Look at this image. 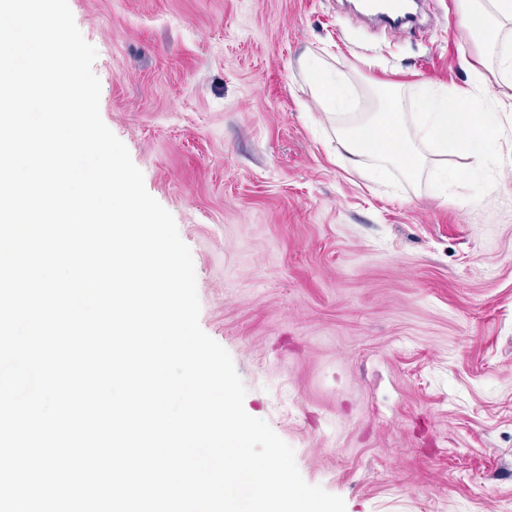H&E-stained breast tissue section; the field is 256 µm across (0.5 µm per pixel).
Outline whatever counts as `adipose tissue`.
<instances>
[{
	"label": "adipose tissue",
	"mask_w": 512,
	"mask_h": 512,
	"mask_svg": "<svg viewBox=\"0 0 512 512\" xmlns=\"http://www.w3.org/2000/svg\"><path fill=\"white\" fill-rule=\"evenodd\" d=\"M458 21L502 84L512 86V0H460Z\"/></svg>",
	"instance_id": "adipose-tissue-1"
}]
</instances>
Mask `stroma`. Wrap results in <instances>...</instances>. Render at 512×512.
<instances>
[{
    "instance_id": "stroma-1",
    "label": "stroma",
    "mask_w": 512,
    "mask_h": 512,
    "mask_svg": "<svg viewBox=\"0 0 512 512\" xmlns=\"http://www.w3.org/2000/svg\"><path fill=\"white\" fill-rule=\"evenodd\" d=\"M97 50L100 116L191 250L202 330L246 412L345 512H512V88L504 162L466 188L353 171L303 69L466 87L456 0L398 36L354 0H68Z\"/></svg>"
}]
</instances>
